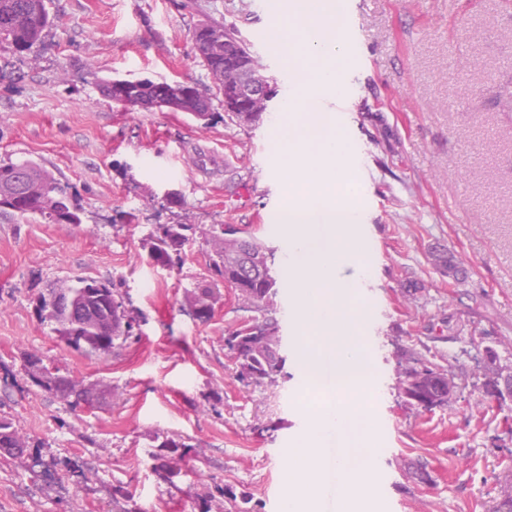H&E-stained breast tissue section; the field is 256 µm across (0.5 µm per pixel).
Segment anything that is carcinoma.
Returning <instances> with one entry per match:
<instances>
[{
  "mask_svg": "<svg viewBox=\"0 0 512 512\" xmlns=\"http://www.w3.org/2000/svg\"><path fill=\"white\" fill-rule=\"evenodd\" d=\"M53 17L49 0H0V51L30 52L39 48ZM210 80L214 81L224 65L223 51L211 47L199 55ZM131 83L137 95L154 98L166 88L153 81L127 79L116 83L105 79L100 84L102 95L108 99L120 98L123 85ZM192 101L198 111L191 116L202 122L211 119L210 98L192 86ZM0 210L24 216L38 214L52 224H80V209L62 184L41 164L24 160L0 164ZM195 224H161L145 238V247L151 262L163 268H172L182 259L187 245L196 239ZM210 275L196 279L187 290L185 300L191 309H204L209 301L219 296L218 283L236 291L241 305L256 313L252 317L255 333L252 339L236 341L238 328L224 334V347L234 356V378L245 388L268 387L278 383L286 365L283 338L277 319L272 316L274 299L282 287L271 271L267 247L251 238H226L221 225L214 224L204 233ZM43 319L66 345L85 351L108 353L118 342L132 335L134 318L130 316L123 296L109 281L83 279L75 285H62L50 290L49 298L42 300ZM28 379L41 390L62 397H75V404L90 403L88 392L70 375L45 363L36 355L25 360ZM162 447V467L169 468V460L182 457L184 444L174 438L166 439ZM32 444L15 429L12 420L0 416V456L20 457L30 453Z\"/></svg>",
  "mask_w": 512,
  "mask_h": 512,
  "instance_id": "cac0c4a2",
  "label": "carcinoma"
}]
</instances>
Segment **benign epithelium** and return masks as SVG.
Here are the masks:
<instances>
[{"label":"benign epithelium","instance_id":"7a95c632","mask_svg":"<svg viewBox=\"0 0 512 512\" xmlns=\"http://www.w3.org/2000/svg\"><path fill=\"white\" fill-rule=\"evenodd\" d=\"M211 41L224 45V86L221 91L226 112H261L271 92L265 71L242 58V51L229 39L227 32L207 31ZM188 106L184 93L178 88H171L166 94L153 98L141 99L137 103L139 110H157L178 112ZM479 367L484 375L481 383L483 396L493 403L512 400V375H503L497 364L493 349L483 350ZM399 394L403 402L424 404L432 409L440 408L443 402L424 396L423 391L436 372L435 366L417 355L408 354L399 361Z\"/></svg>","mask_w":512,"mask_h":512}]
</instances>
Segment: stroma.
I'll return each mask as SVG.
<instances>
[{
    "instance_id": "1",
    "label": "stroma",
    "mask_w": 512,
    "mask_h": 512,
    "mask_svg": "<svg viewBox=\"0 0 512 512\" xmlns=\"http://www.w3.org/2000/svg\"><path fill=\"white\" fill-rule=\"evenodd\" d=\"M58 20L40 50L0 54V163L34 160L82 209L80 225L0 212V416L36 442L0 457V512H281L283 465L300 426L299 337L280 289L287 376L242 388L225 332L247 319L232 289L208 321L185 290L207 272L195 242L180 266L150 263L159 224L237 225L285 275V187L272 125L291 89L273 25L285 0H52ZM347 101L325 99L356 146L357 201L369 256L358 301L376 374L366 397L378 433L380 512H512V401L481 402L476 357L493 348L512 372V0H346ZM205 21L236 29L277 84L259 124L224 119L191 33ZM104 78L194 85L211 99L201 124L185 112L128 111L101 96ZM179 192L182 206L164 195ZM444 246L457 282L436 272ZM112 282L136 319L133 336L100 354L77 351L44 322L50 287ZM422 284L415 297L403 285ZM400 348L460 379L462 397L429 412L398 395ZM83 384H108L76 406L27 382L26 355ZM184 443V474L168 480L160 443ZM422 465L412 479L408 463ZM120 486L127 500L112 497Z\"/></svg>"
}]
</instances>
